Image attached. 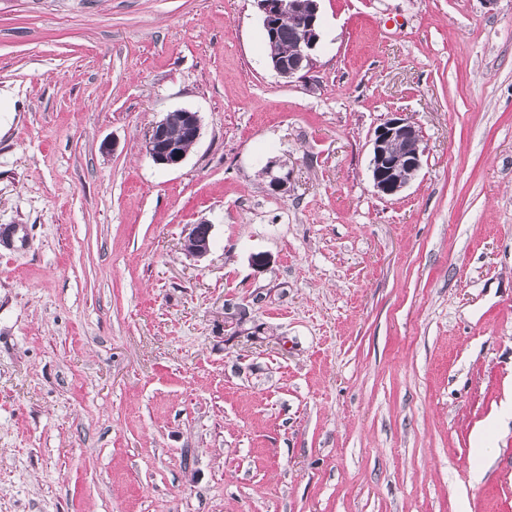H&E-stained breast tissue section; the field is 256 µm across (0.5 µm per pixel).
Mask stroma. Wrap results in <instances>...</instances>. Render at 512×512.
I'll return each mask as SVG.
<instances>
[{"instance_id": "35a3bbf8", "label": "stroma", "mask_w": 512, "mask_h": 512, "mask_svg": "<svg viewBox=\"0 0 512 512\" xmlns=\"http://www.w3.org/2000/svg\"><path fill=\"white\" fill-rule=\"evenodd\" d=\"M320 13L304 84L254 0H0V512H512V0ZM177 112L170 113L166 116L167 124L164 119L156 122L148 132L145 143L144 152L146 156L158 166L165 168H176L180 166L187 157L190 150L191 139L198 142L203 134V122L199 112L190 110H182L185 121V128L181 116ZM168 128V135H167ZM190 138L187 135L186 130ZM180 145V147H179ZM421 141L419 128L397 112L375 129L369 172L378 194L395 196L407 187L422 165ZM212 225H208L207 232L200 229L199 224L190 225L189 231L183 239V250L194 259H203L210 252Z\"/></svg>"}]
</instances>
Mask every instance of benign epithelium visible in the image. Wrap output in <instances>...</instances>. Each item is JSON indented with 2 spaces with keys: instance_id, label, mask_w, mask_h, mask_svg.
<instances>
[{
  "instance_id": "7a95c632",
  "label": "benign epithelium",
  "mask_w": 512,
  "mask_h": 512,
  "mask_svg": "<svg viewBox=\"0 0 512 512\" xmlns=\"http://www.w3.org/2000/svg\"><path fill=\"white\" fill-rule=\"evenodd\" d=\"M255 5L261 14L263 29L272 39L276 38L275 21L287 13L293 16L298 30L295 50L289 58H273L271 69L290 83L306 81L320 40L319 0H310L307 9L299 13L293 12L292 0H255ZM183 118L190 138L198 142L203 134L200 113L185 110ZM371 144L369 172L373 188L384 196L399 194L422 165L419 128L396 112L375 129ZM144 152L154 164L169 169L180 166L187 157V152L168 138L163 119L148 132ZM210 236L211 232L202 231L200 225H190L183 239V250L194 259L205 258L210 252Z\"/></svg>"
}]
</instances>
